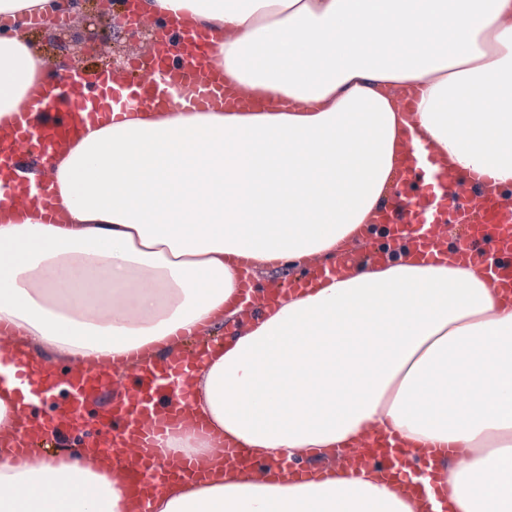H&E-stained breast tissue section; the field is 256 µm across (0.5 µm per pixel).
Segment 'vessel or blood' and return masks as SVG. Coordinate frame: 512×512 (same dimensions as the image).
<instances>
[{
    "label": "vessel or blood",
    "mask_w": 512,
    "mask_h": 512,
    "mask_svg": "<svg viewBox=\"0 0 512 512\" xmlns=\"http://www.w3.org/2000/svg\"><path fill=\"white\" fill-rule=\"evenodd\" d=\"M177 55L175 63L150 54L135 59L131 64L135 78L130 82H115L108 71L90 78L70 72L61 76L55 93L22 102L9 123H0V161L11 162L14 171L13 177L0 182V203L21 210L43 200L44 181L30 178L42 165L41 157L31 153L32 143L43 142L46 150L58 154L81 132L86 119L109 114L113 107L132 110L151 103L208 112L232 103L220 76L207 64L204 38L184 36ZM402 156L373 223L386 226L395 238L408 240L414 254L427 262L450 248L461 261H472L474 242L491 239L494 250L484 257L482 269L495 287L512 296V198L504 199L495 183L474 169L441 163L429 144L406 139ZM422 169L428 171L438 195L412 189L411 179ZM338 256L336 266L311 267L306 279L271 283L260 304L277 306L301 289L337 275L339 269L388 258L386 252L366 245L341 246ZM213 344L211 336L183 334L162 359L133 355L65 373L54 362L25 354L0 358V386L26 382L40 393L57 396L50 423L23 418L13 435L0 437V449L25 461L36 455L37 441L55 432L68 434L71 441L65 457L90 467L110 465L113 476L136 492V512H149L151 494L174 481H200L207 473L203 460L169 458L165 451L170 437L207 430L193 414L187 380L202 350ZM214 441L224 454L225 468L264 475L261 460L225 442L222 435H215ZM363 446L359 454L329 450L320 468L386 472L396 467L424 468L434 455L430 448L396 451L379 429L368 430Z\"/></svg>",
    "instance_id": "b4317fda"
}]
</instances>
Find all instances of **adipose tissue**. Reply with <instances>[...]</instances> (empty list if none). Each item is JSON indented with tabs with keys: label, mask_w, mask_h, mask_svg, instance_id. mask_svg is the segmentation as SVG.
Here are the masks:
<instances>
[{
	"label": "adipose tissue",
	"mask_w": 512,
	"mask_h": 512,
	"mask_svg": "<svg viewBox=\"0 0 512 512\" xmlns=\"http://www.w3.org/2000/svg\"><path fill=\"white\" fill-rule=\"evenodd\" d=\"M63 0H0V120L57 85L22 31ZM158 30L209 32L250 111L114 110L53 159L55 221L0 223V323L30 357L165 356L236 332L197 367L196 414L268 463L354 448L379 426L444 454L419 475L431 512H512V306L479 271L418 264L370 224L408 130L512 190V0H140ZM419 89L414 117L398 93ZM393 251L293 296L233 306L241 262L288 278L360 236ZM461 455L449 463L446 454ZM361 470L291 483L228 475L167 486L152 512H417ZM80 462L0 457V512H132Z\"/></svg>",
	"instance_id": "ef3b65f1"
}]
</instances>
